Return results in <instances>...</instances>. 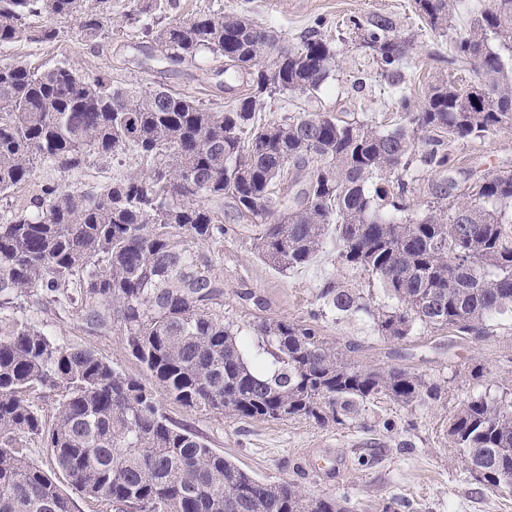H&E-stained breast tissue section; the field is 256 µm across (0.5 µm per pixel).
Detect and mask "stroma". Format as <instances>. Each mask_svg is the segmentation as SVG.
Listing matches in <instances>:
<instances>
[{
    "label": "stroma",
    "instance_id": "1",
    "mask_svg": "<svg viewBox=\"0 0 512 512\" xmlns=\"http://www.w3.org/2000/svg\"><path fill=\"white\" fill-rule=\"evenodd\" d=\"M130 6L131 0H112V16L101 37L85 38L76 23L69 21L63 23L54 41L21 43L1 50L0 64L18 59L44 69L66 62L90 75L148 88L162 86L213 107L232 104L245 94L246 85L225 83L222 62L210 54H202L192 63L160 65L152 61L151 47L141 43L136 29L125 19ZM204 11L248 13L291 47L314 27L323 37L338 40L336 63L318 94L308 98L280 95L264 102L260 112L264 120L305 109L347 119H369L383 130L400 124L401 114L393 99L379 90V75L370 52L360 47L356 36L343 33V22L352 15L396 17L402 33L413 36L403 74L413 103L424 102L429 86L448 68L450 39L431 32L418 15L414 0H173L161 18L166 22L186 20ZM457 158L466 167L512 170V128L459 146ZM144 169L140 159L131 154L98 158L85 170L82 180L104 186ZM224 224L228 232L211 250L215 271L224 280L227 320L308 317L317 307L319 284L330 277L359 290L372 305L387 302L371 278L338 264L335 242H328L307 267L285 274L254 251V225L237 223L229 216ZM37 320L48 325L59 342L92 349L120 371L141 376V367L125 352L118 336L91 331L82 326L76 314H61L51 307L38 312ZM319 324L324 335L358 344V363L410 368L444 382L447 397L416 408L383 397L368 403L359 421L346 426H319L302 418H221L171 401L164 404L166 413L257 478L293 481L309 497H347L350 512H382L393 500L410 504L411 512H512V495L492 490L466 475L446 436L448 418L461 401L498 393L502 383L512 377V319L503 318L497 335L485 341H461L440 331L398 342L378 335L368 320L354 315L338 319L329 314ZM477 365L483 367L482 375H472L471 369ZM387 422L394 424V431L384 430ZM406 440L411 443L407 450L401 447ZM319 448L335 449L342 465L338 478H321L307 470V456Z\"/></svg>",
    "mask_w": 512,
    "mask_h": 512
}]
</instances>
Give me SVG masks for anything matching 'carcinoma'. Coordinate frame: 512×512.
I'll return each mask as SVG.
<instances>
[{
	"label": "carcinoma",
	"mask_w": 512,
	"mask_h": 512,
	"mask_svg": "<svg viewBox=\"0 0 512 512\" xmlns=\"http://www.w3.org/2000/svg\"><path fill=\"white\" fill-rule=\"evenodd\" d=\"M415 6L432 30L454 36L448 64L469 66L478 83L464 90L442 77L413 104L401 87L411 38L390 16L349 17L345 28L372 52L404 115L386 132L327 112L259 122L264 97L319 91L337 46L311 29L288 48L243 13L150 23L143 16L166 0H133L126 14L164 59L207 51L224 60V76L248 75L249 92L222 109L67 64L0 65V198L30 186L0 213V512H73L30 460L33 438L90 512H349L345 497L307 498L292 481L255 478L173 422L161 397L221 418L320 426L344 425L381 397L407 407L443 399L440 383L408 368L357 364V345L323 335L316 311L224 321L209 246L227 233L226 207L259 227L255 252L283 273L336 233L339 262L374 276L393 306L374 307L336 278L317 301L367 314L381 336L497 335L512 314V170L463 167L456 150L512 128V0H491L459 33L463 0ZM111 10L112 0H0V49L55 40L58 19L95 38ZM268 54L270 67L259 68ZM124 153L149 168L101 192L35 181L40 164L76 179L93 158ZM424 170L441 179L417 216L412 184ZM287 174L302 183L292 198L281 192ZM47 305L120 336L148 381L56 340L35 320ZM253 336L271 361L251 357ZM40 390L55 397L49 420L31 400ZM447 436L475 480L512 493V385L497 399L463 400Z\"/></svg>",
	"instance_id": "carcinoma-1"
}]
</instances>
